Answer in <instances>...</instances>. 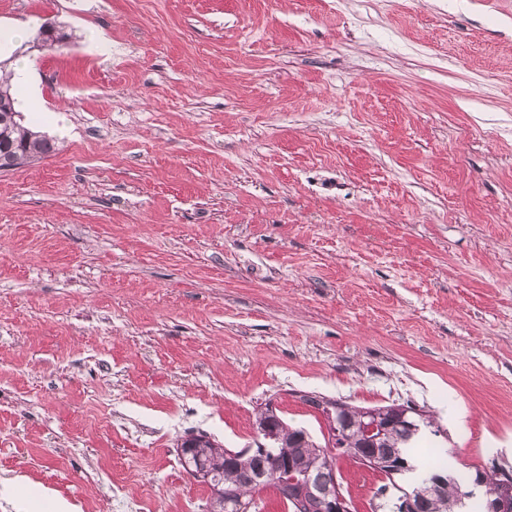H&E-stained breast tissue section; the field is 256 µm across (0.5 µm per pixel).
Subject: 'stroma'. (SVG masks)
<instances>
[{"label":"stroma","instance_id":"1","mask_svg":"<svg viewBox=\"0 0 512 512\" xmlns=\"http://www.w3.org/2000/svg\"><path fill=\"white\" fill-rule=\"evenodd\" d=\"M58 151L0 171V512H208L181 439L319 396L512 470V0H0ZM459 408L461 423L446 413ZM356 512L412 476L348 457ZM408 406V405H407ZM411 408V406H408ZM405 406H395L390 413L377 412V411H366L363 412L361 420V431L366 440L374 441L378 438L383 437L384 433L390 430L396 421L404 424L406 427H410L411 424L406 420L409 413H416L419 421L424 427L434 428V422L431 419V415L427 414L424 410H412Z\"/></svg>","mask_w":512,"mask_h":512}]
</instances>
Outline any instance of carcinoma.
<instances>
[{
	"instance_id": "carcinoma-1",
	"label": "carcinoma",
	"mask_w": 512,
	"mask_h": 512,
	"mask_svg": "<svg viewBox=\"0 0 512 512\" xmlns=\"http://www.w3.org/2000/svg\"><path fill=\"white\" fill-rule=\"evenodd\" d=\"M16 103V86L11 82V73L7 72V65L0 64V166L8 170L44 158L57 149L55 140L24 124L21 112L16 110ZM342 407L348 416L346 434L334 442H325L323 446L316 444L306 430L293 428L281 419L274 422L278 435L257 446L238 463H226L224 448L216 441L203 443L201 460L208 466L210 483L237 488L248 504L258 499L262 491L272 488L286 501L291 512H322L325 492L334 486V474L333 468L313 463L314 457L321 455L333 463L336 455H345L360 465L371 467V464L364 463L352 453V449L360 447L362 442L357 427L361 408L346 403ZM418 433L417 429L393 428L384 439L378 441V454L407 460L405 449L412 447ZM284 453L293 462L296 480L286 477L279 482H266L262 475L269 462ZM435 474L448 476V483L440 494L432 498V512H461L462 500L469 493L467 486L455 475L454 464L449 459L429 467L419 485L412 490L401 488L399 492L405 499L411 497L417 500L427 494V482Z\"/></svg>"
}]
</instances>
